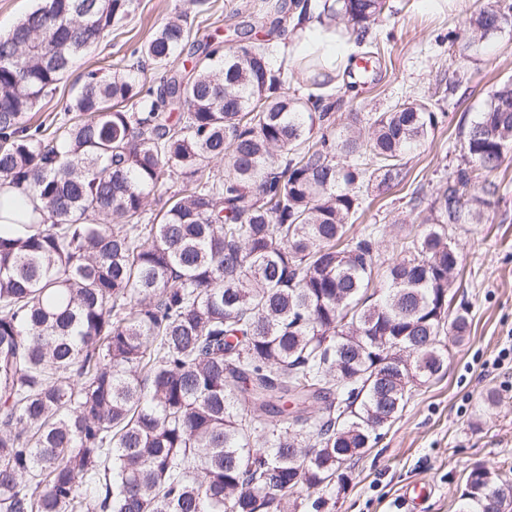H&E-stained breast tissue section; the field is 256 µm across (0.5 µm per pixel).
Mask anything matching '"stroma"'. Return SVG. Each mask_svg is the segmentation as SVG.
I'll list each match as a JSON object with an SVG mask.
<instances>
[{"label":"stroma","instance_id":"1","mask_svg":"<svg viewBox=\"0 0 512 512\" xmlns=\"http://www.w3.org/2000/svg\"><path fill=\"white\" fill-rule=\"evenodd\" d=\"M485 0H457L436 11L424 0H389L390 12L371 27L380 44L375 75L349 70L334 88L341 107L337 124L348 113L389 110L407 99H422L444 118L426 149L406 157L397 187L374 190L359 212L358 224L380 229L379 254H397L396 243L408 234L404 222L409 200L421 192L433 200L448 176L463 164L459 126L480 112L495 85L512 76V32L488 41L475 58L460 56L470 32L465 25ZM262 0H134V10L99 48L79 59L72 71L35 109V121L63 115L88 72L109 74L110 64L145 40L149 32L178 13L200 21V36L230 44L237 31L255 25ZM502 200L484 224H466L453 232L460 266L452 289L471 312L469 336L449 344L448 365L438 379L415 386L401 415L356 462L331 512H402V491L423 481L431 485L421 512H459L461 492L471 468L481 464L512 482V159L497 174ZM495 403H487V392Z\"/></svg>","mask_w":512,"mask_h":512}]
</instances>
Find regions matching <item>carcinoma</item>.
I'll use <instances>...</instances> for the list:
<instances>
[{
  "label": "carcinoma",
  "instance_id": "1",
  "mask_svg": "<svg viewBox=\"0 0 512 512\" xmlns=\"http://www.w3.org/2000/svg\"><path fill=\"white\" fill-rule=\"evenodd\" d=\"M131 2L41 0L0 34V182L35 202L29 223L0 224V512H324L411 389L443 373L444 338L469 333L466 306L449 314L448 238L500 199L512 78L462 131L467 164L415 217L377 299L378 227L348 231L437 113L413 99L337 129L339 101L286 94L269 40L191 44L178 18L88 75L73 116L32 125ZM265 6L280 25L308 0ZM318 7L363 39L390 5ZM468 26L470 57L512 28V0ZM148 66L162 85L139 80ZM491 496L511 507L512 484L472 468L461 512Z\"/></svg>",
  "mask_w": 512,
  "mask_h": 512
}]
</instances>
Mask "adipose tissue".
I'll list each match as a JSON object with an SVG mask.
<instances>
[{
	"label": "adipose tissue",
	"mask_w": 512,
	"mask_h": 512,
	"mask_svg": "<svg viewBox=\"0 0 512 512\" xmlns=\"http://www.w3.org/2000/svg\"><path fill=\"white\" fill-rule=\"evenodd\" d=\"M359 49L355 36L347 34L334 22L313 15L297 30L290 63L296 66L304 56L316 55L327 70L340 75L352 63Z\"/></svg>",
	"instance_id": "obj_1"
}]
</instances>
